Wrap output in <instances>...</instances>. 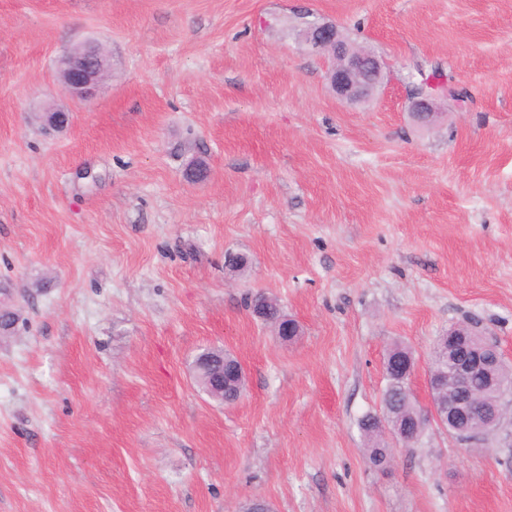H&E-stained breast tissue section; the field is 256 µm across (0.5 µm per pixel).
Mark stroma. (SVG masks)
<instances>
[{"mask_svg":"<svg viewBox=\"0 0 512 512\" xmlns=\"http://www.w3.org/2000/svg\"><path fill=\"white\" fill-rule=\"evenodd\" d=\"M305 19L383 60L374 97H336ZM88 40L79 105L57 61ZM432 73L466 103L422 126ZM0 302V512H512V425L430 423L384 469L359 427L392 343L424 408L467 317L512 363V0H0ZM213 346L231 406L192 374ZM109 70V58L104 57L102 47L94 41L69 51L57 66L58 79L67 95L84 102L96 97ZM253 312L257 311L266 317V323H270L276 327L283 328L285 324L294 323L293 320L288 319L277 303L272 301V304H265L264 296H255L250 303ZM411 350L409 347L402 345V344H394L392 348H390L386 354L384 365H386V362L388 359L392 358L393 356L397 354H402L405 352H410ZM387 367L389 370L393 373H400L405 374L408 377L412 375L414 372V360L411 354H405L401 356H396L392 359H390L387 363Z\"/></svg>","mask_w":512,"mask_h":512,"instance_id":"1","label":"stroma"}]
</instances>
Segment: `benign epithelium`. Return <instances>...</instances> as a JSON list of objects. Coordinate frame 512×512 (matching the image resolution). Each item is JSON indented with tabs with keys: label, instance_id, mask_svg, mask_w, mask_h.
Masks as SVG:
<instances>
[{
	"label": "benign epithelium",
	"instance_id": "benign-epithelium-1",
	"mask_svg": "<svg viewBox=\"0 0 512 512\" xmlns=\"http://www.w3.org/2000/svg\"><path fill=\"white\" fill-rule=\"evenodd\" d=\"M303 42L313 52L330 55L328 75L339 98L350 102L366 98L381 83L384 63L372 53L347 49L336 25L308 24ZM109 70L110 60L94 41L69 51L57 66L58 79L67 95L84 102L96 97ZM451 95L448 89L424 88L411 94L410 112L418 121L427 123L439 115L437 100ZM448 359L454 381V390L448 394V416L441 417L435 405L431 416L461 442L479 436L470 427L461 426V420L470 414H479L485 419L488 433L499 428L506 414L512 411V394L500 388L490 376V369L501 361L496 346L481 337L475 326L463 324L460 330L448 334ZM387 367L393 373L410 376L415 365L412 355L405 354L390 359ZM477 375L486 377L485 387L480 392L471 388V380Z\"/></svg>",
	"mask_w": 512,
	"mask_h": 512
}]
</instances>
